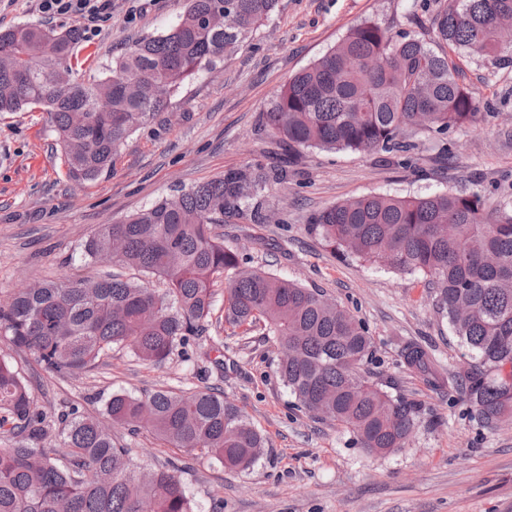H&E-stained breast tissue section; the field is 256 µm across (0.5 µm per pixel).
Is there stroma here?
Masks as SVG:
<instances>
[{"label": "stroma", "mask_w": 512, "mask_h": 512, "mask_svg": "<svg viewBox=\"0 0 512 512\" xmlns=\"http://www.w3.org/2000/svg\"><path fill=\"white\" fill-rule=\"evenodd\" d=\"M447 4L279 0L244 47L225 58L219 76L202 72L172 90L166 110L118 147L111 171L82 184L67 178L46 112H0V302L23 283L42 279L113 273L145 281V273L132 268L85 264L83 242L98 225L122 221L179 187L229 169L276 164L281 150L264 129V114L296 72L363 22L416 35L422 20ZM184 8L185 0H112V16L99 34L81 37L74 48L75 76L101 79L113 57L174 24ZM458 65L461 81L488 115L485 123L451 130L444 142L417 134L406 166L390 155L301 148L286 182L266 187L258 198L273 216L270 223L235 216L215 227L225 246L245 254L252 266L324 291L363 323L373 346L362 373L425 409L408 447L369 453L344 427L297 409L277 373L273 338L259 328L245 333L225 324L220 282L198 344L177 350L159 367L116 348L89 371L52 377L33 355L0 336V354L12 357L31 380L36 408L53 421L73 405L101 414L116 391L140 397L159 389L219 388L265 438L249 470L231 471L199 452L164 447L145 430L112 431L135 464L188 463L183 479L200 512H210L216 496L224 512H512V419L490 428L472 412L454 380L469 353L426 277L345 257L307 230L313 212L367 194L477 191L489 210L512 202V64L491 67L464 58ZM412 341L426 346L442 386L431 387L402 365L401 351ZM203 348L220 350L223 367L201 358Z\"/></svg>", "instance_id": "stroma-1"}]
</instances>
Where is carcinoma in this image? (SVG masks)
Masks as SVG:
<instances>
[{"label": "carcinoma", "mask_w": 512, "mask_h": 512, "mask_svg": "<svg viewBox=\"0 0 512 512\" xmlns=\"http://www.w3.org/2000/svg\"><path fill=\"white\" fill-rule=\"evenodd\" d=\"M277 4L187 0L171 27L136 41L92 83L75 78L70 65L78 30L26 23L0 31V112L44 109L66 176L94 180L112 168L133 130L164 108L154 85L171 91L214 70ZM510 20L512 0H450L429 19L446 51L363 23L290 78L265 113V126L288 160L297 146L398 156L412 149L409 130L442 139L476 126L484 113L459 82L453 56L493 67L512 62L502 35ZM285 177L283 169H229L99 225L82 244L85 263H98L119 237L124 246L115 262L158 278L163 288L113 274L43 280L0 303V334L33 353L47 374L88 371L115 347L161 366L202 334L222 278L224 322L260 323L290 350L288 360H278V373L295 406L349 429L371 453L407 447L422 405L359 374L371 348L363 324L319 289L250 266L212 233L225 215L244 210L266 223L254 200ZM309 231L356 260L431 277L440 309L473 359L459 375L466 401L486 426L512 416V205L488 211L477 192L365 195L313 214ZM402 360L436 378L422 346L407 345ZM104 414L101 420L71 406L59 420V443L46 445L49 424L34 405L30 381L0 355V512H140L144 503L150 512H195L182 468L134 465L129 449L114 443V426L133 434L146 429L169 448L198 449L235 471L250 469L258 460L253 450L265 443L245 412L211 387L143 397L114 392Z\"/></svg>", "instance_id": "obj_1"}]
</instances>
